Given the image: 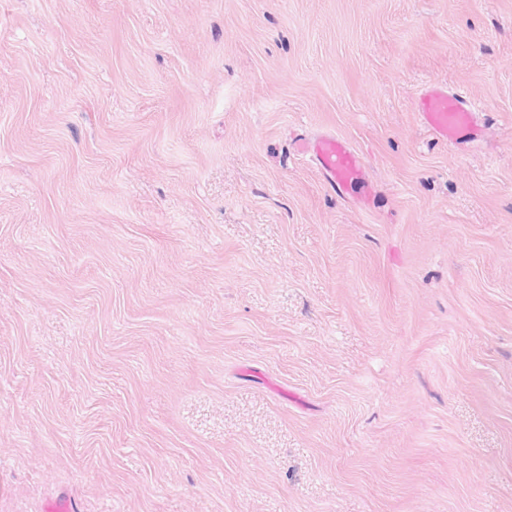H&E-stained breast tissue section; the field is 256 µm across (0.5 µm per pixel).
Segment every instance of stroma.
I'll list each match as a JSON object with an SVG mask.
<instances>
[{"label":"stroma","instance_id":"35a3bbf8","mask_svg":"<svg viewBox=\"0 0 512 512\" xmlns=\"http://www.w3.org/2000/svg\"><path fill=\"white\" fill-rule=\"evenodd\" d=\"M61 494L512 512V0H0V512ZM417 111L424 126L445 142L454 144L476 135L478 107L461 92L432 84L419 96ZM300 148L303 153L312 157L330 187L337 193H347L364 178L362 158L342 138H324L313 143H303Z\"/></svg>","mask_w":512,"mask_h":512}]
</instances>
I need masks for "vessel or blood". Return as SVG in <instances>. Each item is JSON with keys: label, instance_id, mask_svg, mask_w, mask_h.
<instances>
[{"label": "vessel or blood", "instance_id": "vessel-or-blood-1", "mask_svg": "<svg viewBox=\"0 0 512 512\" xmlns=\"http://www.w3.org/2000/svg\"><path fill=\"white\" fill-rule=\"evenodd\" d=\"M476 103L461 92L442 85L425 88L417 101L418 115L437 138L454 144L473 138L477 132ZM303 153L312 157L330 187L344 194L364 177L362 158L339 137L302 144Z\"/></svg>", "mask_w": 512, "mask_h": 512}]
</instances>
